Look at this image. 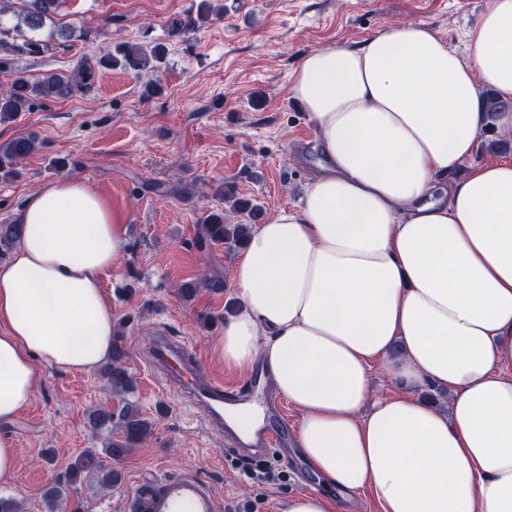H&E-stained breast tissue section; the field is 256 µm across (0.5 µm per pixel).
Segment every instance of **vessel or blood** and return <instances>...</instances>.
<instances>
[{
  "instance_id": "1",
  "label": "vessel or blood",
  "mask_w": 512,
  "mask_h": 512,
  "mask_svg": "<svg viewBox=\"0 0 512 512\" xmlns=\"http://www.w3.org/2000/svg\"><path fill=\"white\" fill-rule=\"evenodd\" d=\"M151 346L152 362L161 368L170 382L190 381L187 392L212 426H223L226 406L243 402L249 385L238 389L225 388L222 378L210 373L203 360L181 340L174 338L167 327L154 331ZM283 442L282 431L275 426L254 431L247 440L250 448H276ZM124 512H218V492L215 487L195 474L180 473L151 476L143 479L127 493Z\"/></svg>"
}]
</instances>
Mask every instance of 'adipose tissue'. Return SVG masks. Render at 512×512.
Returning <instances> with one entry per match:
<instances>
[{
	"instance_id": "adipose-tissue-1",
	"label": "adipose tissue",
	"mask_w": 512,
	"mask_h": 512,
	"mask_svg": "<svg viewBox=\"0 0 512 512\" xmlns=\"http://www.w3.org/2000/svg\"><path fill=\"white\" fill-rule=\"evenodd\" d=\"M470 52L428 25L384 28L300 59L289 88L327 164L254 225L217 351L264 367L302 414L298 449L322 491L283 512H512V159L470 161L482 88L512 101V0H491ZM0 263V425L29 406L39 368L92 372L112 356L101 276L122 219L81 180L28 195ZM395 385L376 394L372 367ZM446 391L445 407L419 391Z\"/></svg>"
}]
</instances>
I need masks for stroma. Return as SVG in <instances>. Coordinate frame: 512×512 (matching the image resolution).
Listing matches in <instances>:
<instances>
[{
	"label": "stroma",
	"instance_id": "obj_1",
	"mask_svg": "<svg viewBox=\"0 0 512 512\" xmlns=\"http://www.w3.org/2000/svg\"><path fill=\"white\" fill-rule=\"evenodd\" d=\"M198 0H62L55 17L72 29L38 55L17 53L14 69L39 77L63 75L119 43L161 44L166 62L156 75L101 70L90 89L65 100L38 99L17 120L0 124V143L37 138L36 152L9 180H0V224L15 220L26 195L76 178L119 214L126 245L101 276L123 336L124 366L152 433L114 466L112 490L85 480L59 512H123L126 488L148 474L193 473L219 492V512H283L288 495L320 490L297 448L251 458L233 448L227 431L207 428L197 407L152 369L151 325L170 324L214 375L239 386L246 375L225 369L215 351L235 303L232 271L239 251L197 248L202 219L225 210L224 193L262 208L271 218L296 201L321 155L315 130L289 93L300 58L328 45L351 47L386 25L414 20L431 27L459 53L467 32L491 0H223V16L178 36L173 19ZM161 86L144 96L149 78ZM224 288H198L183 300L178 288L201 276ZM101 372L43 367L28 408L4 431L14 441L17 471L0 495L22 512H46L41 492L84 449L102 448L108 431L93 432L88 414L120 408ZM266 465L282 480L261 483L248 471Z\"/></svg>",
	"mask_w": 512,
	"mask_h": 512
}]
</instances>
